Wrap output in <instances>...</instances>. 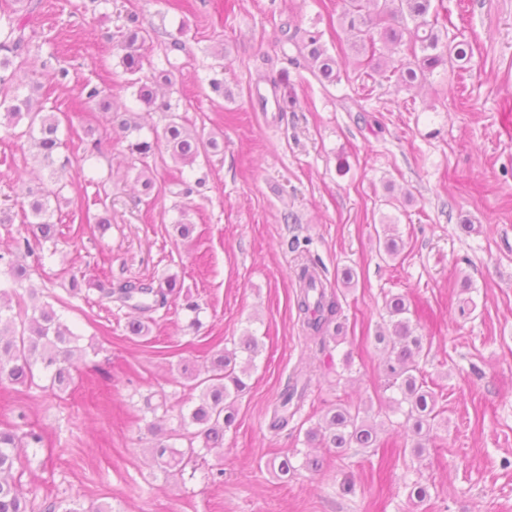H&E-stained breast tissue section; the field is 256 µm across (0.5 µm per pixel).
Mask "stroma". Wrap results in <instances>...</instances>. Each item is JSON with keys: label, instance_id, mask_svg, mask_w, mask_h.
Listing matches in <instances>:
<instances>
[{"label": "stroma", "instance_id": "35a3bbf8", "mask_svg": "<svg viewBox=\"0 0 512 512\" xmlns=\"http://www.w3.org/2000/svg\"><path fill=\"white\" fill-rule=\"evenodd\" d=\"M189 2L40 0L29 16L20 0H0V13L25 18L70 65L69 83L51 85L43 52L30 50L19 85L57 106L70 159L49 209L67 232L38 249L30 282L62 301L82 349L67 390L41 375L31 387L0 386V424L44 436L17 466L34 512L63 499L112 512H512V134L502 124L512 114V0H467L463 10L443 0L449 36L474 45L462 92L448 65L408 88L354 64L341 65L338 83L320 81L288 38L321 31L329 54L342 57L336 0ZM133 15L153 32L142 76L164 69L167 43L181 39L184 51L169 56L180 68L170 100L186 127L224 134L219 152L191 170L164 151L150 158L149 196L129 145L162 134L168 117L127 84L120 42ZM279 73L286 83L275 90L264 77ZM214 77L223 95L212 92ZM87 81L103 82L138 133L79 106ZM258 93L296 105L264 112ZM89 134L101 154L78 150ZM18 171L36 184L49 176L29 143L0 130V204L21 199ZM186 182L195 186L188 196ZM183 215L196 242L182 243L174 229ZM381 233L399 241L396 260L379 252ZM304 264L317 267L338 305L342 331L323 344L296 313ZM346 268L356 273L348 285L336 280ZM80 272L116 287L175 275L183 288L148 313L150 331L137 337L126 331L128 308L96 291L71 295ZM398 294L425 338L420 368L439 396L419 456L403 413L385 407L374 341ZM247 330L261 352L223 450L164 475L149 462L152 407L166 405L165 428H178L191 403L182 365L203 366L211 348L233 349ZM294 374L308 396L276 434L270 412ZM339 404L379 417L378 445L320 449L324 468L310 474L300 467L305 433ZM283 455L297 466L285 477L265 466ZM418 482L422 500L411 494Z\"/></svg>", "mask_w": 512, "mask_h": 512}]
</instances>
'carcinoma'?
I'll return each mask as SVG.
<instances>
[{
	"instance_id": "1",
	"label": "carcinoma",
	"mask_w": 512,
	"mask_h": 512,
	"mask_svg": "<svg viewBox=\"0 0 512 512\" xmlns=\"http://www.w3.org/2000/svg\"><path fill=\"white\" fill-rule=\"evenodd\" d=\"M434 0H342L341 26L350 40L349 49L354 58L377 61V66L391 68L402 84L409 86L418 78L425 77L440 65L470 61L472 46L465 39H443L437 29L438 12L432 10ZM27 23L12 15L3 16L0 23V107H5L6 126L9 136L26 139L37 150V156L46 167L52 168L50 180L39 187L27 189L29 200L19 204L24 233L14 239L17 248L28 254L34 246L55 242L61 230L48 217V202L59 197L62 186L58 173L65 170L69 159H59L63 145L59 136L60 121L56 113L46 109L41 102L29 96H21L15 85L18 71L25 65L22 53L31 41L26 33ZM323 33L309 31L302 39L292 35L297 52L311 62L313 73L328 82L340 80L336 58L329 55L321 39ZM151 39V31L138 25L123 34L126 53L122 57L125 73L132 76L129 86L136 89L137 99L148 109L169 113V122L163 140L138 141L131 145L143 165L161 146L171 150L173 159L185 166L195 164L200 157H208L219 148L215 133L198 132L181 123L171 102L165 99L161 85H172L175 65L161 72L163 84L137 77L142 69L141 56L135 45ZM399 58H393V55ZM43 67L52 71L58 85L69 80V69L61 64L57 52H52ZM81 99L95 104L102 112L111 110V104L103 95L99 84L86 83ZM30 272L16 260L6 258L0 252V384H34L35 372L50 375L51 388L65 389L76 369L73 343L77 335L62 321L61 315L48 302L35 303L37 290L28 289L32 305H27L18 292L29 280ZM299 293L296 307L303 325L320 343L326 338H336L341 325L336 323L338 306L329 296L315 267L303 266L297 274ZM177 277L172 275L164 285L124 284L118 288H105L96 280H70L71 290L80 293L82 288H94L106 299H116L123 307L138 313L163 308L168 297L177 288ZM392 333L382 332L375 336L384 345L386 357L383 373L387 388L393 396L390 401L406 418V433L415 439L414 449L422 454L425 448L430 421L435 419L437 400L435 393L427 389L421 377L417 358L423 351V337L416 334V326L407 314L405 298L393 296L386 302ZM260 351L259 337L248 331L240 337L238 351L228 353L219 350L207 359L203 368L183 366L181 377L191 382V389L200 390L198 401L188 412L181 415V434L167 430L158 421L145 425L150 436L148 452L157 468L165 474L183 472L192 458L202 451L224 447V432L235 421V404L248 388L247 380L255 368V358ZM307 391V383L294 376L287 382L274 405L269 428L275 432L286 429L300 410ZM182 436L188 446L177 448L170 440ZM310 441H319L326 448L343 452L348 448H370L377 442V424L360 415V410L338 406L328 411L317 427L307 432ZM200 441L201 447L194 446ZM43 436L29 430L18 434L14 428H0V512H33L21 475L14 473L19 456L30 448L42 447ZM47 512H109L104 505L87 507L78 503L55 502Z\"/></svg>"
}]
</instances>
